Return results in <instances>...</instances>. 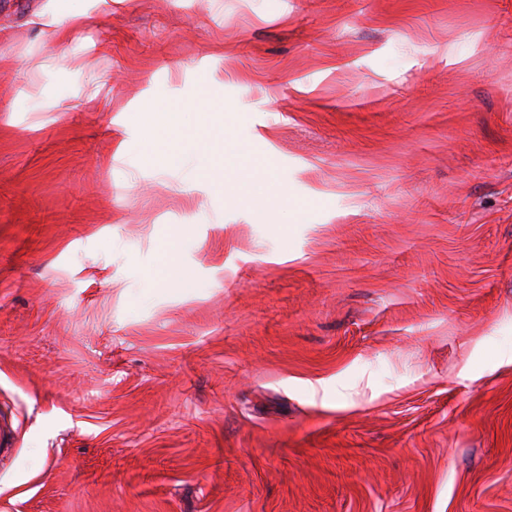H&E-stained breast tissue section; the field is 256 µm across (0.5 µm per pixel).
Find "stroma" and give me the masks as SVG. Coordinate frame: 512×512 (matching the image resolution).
<instances>
[{
	"label": "stroma",
	"mask_w": 512,
	"mask_h": 512,
	"mask_svg": "<svg viewBox=\"0 0 512 512\" xmlns=\"http://www.w3.org/2000/svg\"><path fill=\"white\" fill-rule=\"evenodd\" d=\"M0 427V512H512V0H0ZM139 125L144 132L155 133L165 130L169 133H178L182 129V120L185 112L175 110L156 103L151 98L143 100L139 107Z\"/></svg>",
	"instance_id": "35a3bbf8"
}]
</instances>
